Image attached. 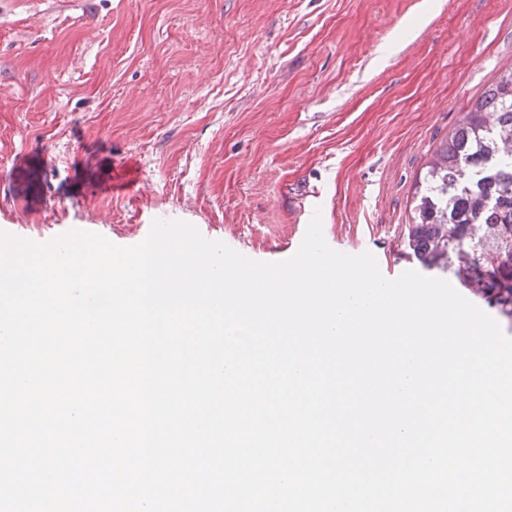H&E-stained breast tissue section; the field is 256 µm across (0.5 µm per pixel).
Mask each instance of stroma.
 <instances>
[{
	"label": "stroma",
	"mask_w": 512,
	"mask_h": 512,
	"mask_svg": "<svg viewBox=\"0 0 512 512\" xmlns=\"http://www.w3.org/2000/svg\"><path fill=\"white\" fill-rule=\"evenodd\" d=\"M512 68V0H0V232L180 220L260 262L313 215L388 279L434 152Z\"/></svg>",
	"instance_id": "1"
}]
</instances>
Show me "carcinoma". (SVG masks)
Instances as JSON below:
<instances>
[{
    "label": "carcinoma",
    "instance_id": "1",
    "mask_svg": "<svg viewBox=\"0 0 512 512\" xmlns=\"http://www.w3.org/2000/svg\"><path fill=\"white\" fill-rule=\"evenodd\" d=\"M415 197L408 255L512 324V69L436 151Z\"/></svg>",
    "mask_w": 512,
    "mask_h": 512
}]
</instances>
